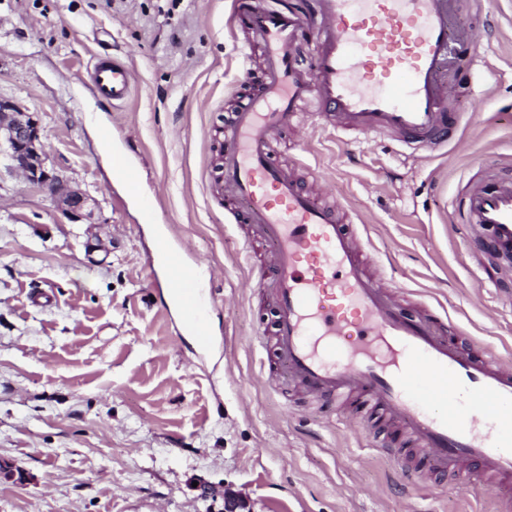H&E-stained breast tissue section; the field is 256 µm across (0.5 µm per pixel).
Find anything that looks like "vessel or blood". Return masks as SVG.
<instances>
[{
    "label": "vessel or blood",
    "instance_id": "1",
    "mask_svg": "<svg viewBox=\"0 0 512 512\" xmlns=\"http://www.w3.org/2000/svg\"><path fill=\"white\" fill-rule=\"evenodd\" d=\"M449 0H316L312 11L236 0L235 26L261 44L265 77L224 126L221 179L272 254L266 286L275 311L272 375L327 402L356 394L415 437L432 464L512 475V365L475 357L430 315L411 319L383 276L367 272L357 234L335 209L273 164L301 105L337 130L398 134L409 148L441 149L459 113L439 80L449 57L479 67L474 45L451 37ZM311 44L310 71L296 66ZM94 88L112 102L131 94L128 67L101 58ZM464 223L490 229L512 256V183L471 187ZM173 295L199 346L210 343L202 276L159 239Z\"/></svg>",
    "mask_w": 512,
    "mask_h": 512
}]
</instances>
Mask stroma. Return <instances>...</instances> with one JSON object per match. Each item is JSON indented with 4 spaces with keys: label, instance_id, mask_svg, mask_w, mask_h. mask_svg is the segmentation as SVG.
I'll list each match as a JSON object with an SVG mask.
<instances>
[{
    "label": "stroma",
    "instance_id": "stroma-1",
    "mask_svg": "<svg viewBox=\"0 0 512 512\" xmlns=\"http://www.w3.org/2000/svg\"><path fill=\"white\" fill-rule=\"evenodd\" d=\"M233 0H0V99L33 112L51 163L95 200L72 223L0 157V512H502L506 488L476 468L420 477L423 451H372L387 425L367 407L266 382L271 257L225 198L220 131L263 52H244ZM484 60L444 72L462 148L415 160L391 134L335 132L307 114L274 161L336 203L412 316L432 308L465 349L512 363V279L457 224L475 185L512 180V0H454ZM130 67L115 106L91 88L96 54ZM110 137H102V129ZM140 167L136 193L111 172ZM154 206L153 223L141 218ZM205 284L211 344L186 329L160 275L158 231ZM52 295L33 302L34 292Z\"/></svg>",
    "mask_w": 512,
    "mask_h": 512
}]
</instances>
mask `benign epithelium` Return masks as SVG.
Segmentation results:
<instances>
[{
	"label": "benign epithelium",
	"mask_w": 512,
	"mask_h": 512,
	"mask_svg": "<svg viewBox=\"0 0 512 512\" xmlns=\"http://www.w3.org/2000/svg\"><path fill=\"white\" fill-rule=\"evenodd\" d=\"M43 139V130L32 113L0 99V146H5L10 167L42 186L69 220L81 221L91 215V198L70 186L48 163Z\"/></svg>",
	"instance_id": "obj_1"
}]
</instances>
